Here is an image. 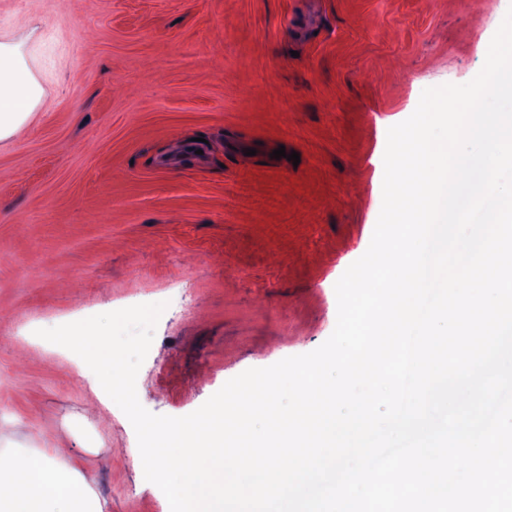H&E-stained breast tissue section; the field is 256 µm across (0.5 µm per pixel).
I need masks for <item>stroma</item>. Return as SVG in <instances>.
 <instances>
[{"instance_id":"obj_1","label":"stroma","mask_w":512,"mask_h":512,"mask_svg":"<svg viewBox=\"0 0 512 512\" xmlns=\"http://www.w3.org/2000/svg\"><path fill=\"white\" fill-rule=\"evenodd\" d=\"M511 7L0 0L32 106L25 137H0V448L69 435L106 512H164L126 415L104 424L94 373L38 330L165 303L136 390L173 417L317 349L371 242L388 129L471 81Z\"/></svg>"}]
</instances>
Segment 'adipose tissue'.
<instances>
[{
  "label": "adipose tissue",
  "instance_id": "obj_1",
  "mask_svg": "<svg viewBox=\"0 0 512 512\" xmlns=\"http://www.w3.org/2000/svg\"><path fill=\"white\" fill-rule=\"evenodd\" d=\"M22 83L0 72V136L23 135L25 113L14 104L25 98ZM103 512V505L69 448L24 453L0 449V512Z\"/></svg>",
  "mask_w": 512,
  "mask_h": 512
}]
</instances>
